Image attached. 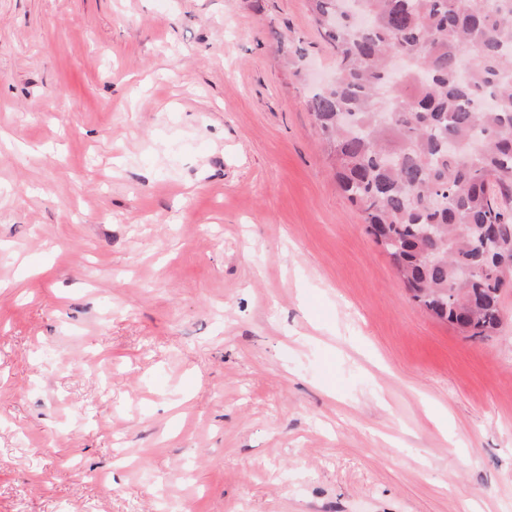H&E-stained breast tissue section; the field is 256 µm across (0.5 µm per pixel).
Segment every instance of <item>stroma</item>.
<instances>
[{"mask_svg": "<svg viewBox=\"0 0 512 512\" xmlns=\"http://www.w3.org/2000/svg\"><path fill=\"white\" fill-rule=\"evenodd\" d=\"M333 70L307 0H0V512H512V288L412 298Z\"/></svg>", "mask_w": 512, "mask_h": 512, "instance_id": "35a3bbf8", "label": "stroma"}]
</instances>
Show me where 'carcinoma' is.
<instances>
[{"instance_id":"carcinoma-1","label":"carcinoma","mask_w":512,"mask_h":512,"mask_svg":"<svg viewBox=\"0 0 512 512\" xmlns=\"http://www.w3.org/2000/svg\"><path fill=\"white\" fill-rule=\"evenodd\" d=\"M336 61L309 109L412 298L466 339L512 286V0H308Z\"/></svg>"}]
</instances>
